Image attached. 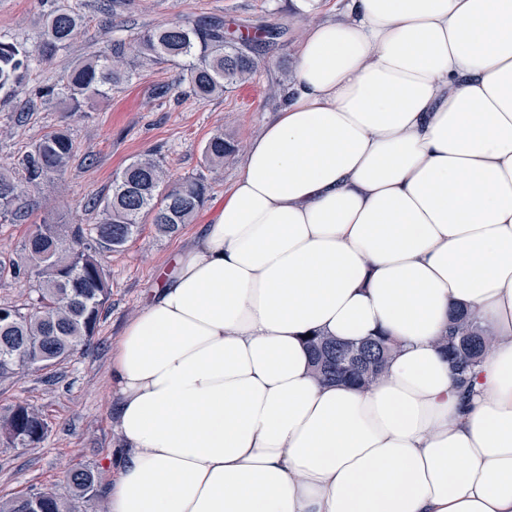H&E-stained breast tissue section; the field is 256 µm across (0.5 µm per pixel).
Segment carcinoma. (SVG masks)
<instances>
[{
  "label": "carcinoma",
  "mask_w": 512,
  "mask_h": 512,
  "mask_svg": "<svg viewBox=\"0 0 512 512\" xmlns=\"http://www.w3.org/2000/svg\"><path fill=\"white\" fill-rule=\"evenodd\" d=\"M83 4L54 7L42 15L40 41L31 49L17 40H0V95L12 98L29 84L32 62H49L81 29ZM184 63L179 82L187 83L200 100L224 96L234 86L248 83L259 61L244 40L224 31L218 19L188 20L140 31L112 42L111 53L78 61L59 79L38 87L46 108L67 101L92 110L112 88L128 82L134 71L165 62ZM75 153L68 130L45 133L20 162L19 171L0 169V216L25 220L30 204L26 189L61 177ZM238 145L215 133L202 151L207 166L233 161ZM205 176L174 180L153 152L140 155L116 177L108 194L87 201L90 224H57L46 216L25 240L17 257L0 261V274L9 272L35 280L36 297L14 314L0 317V381L30 368H47L74 355L90 343L102 308L110 296L109 275L99 254L123 248L150 223L165 235L193 222L210 198ZM316 378L323 383L367 387L383 377L394 345L385 336L345 342L315 335L307 341ZM437 345L466 393L476 369L495 348V338L477 317L464 308L450 314L448 335ZM49 425L34 408L16 404L0 420V437L14 447L43 441ZM92 470L74 468L65 473L68 495L56 488L9 499L0 512H75L76 502L94 490Z\"/></svg>",
  "instance_id": "1"
}]
</instances>
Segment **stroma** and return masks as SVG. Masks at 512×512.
Segmentation results:
<instances>
[{
  "label": "stroma",
  "mask_w": 512,
  "mask_h": 512,
  "mask_svg": "<svg viewBox=\"0 0 512 512\" xmlns=\"http://www.w3.org/2000/svg\"><path fill=\"white\" fill-rule=\"evenodd\" d=\"M69 2L0 0V38L36 45L47 6ZM98 4L99 0H89L87 28L52 62L35 67L25 93L0 99V168L17 167L35 142L55 128L68 129L76 145L61 178L29 190L31 209L24 223L0 220V258L17 256L34 224L44 216L60 224L82 218L85 201L107 194L114 174L147 151H156L173 178L210 174L213 190L194 223L170 236L157 234L153 225H142L124 248L103 256L111 295L90 346L51 372L30 370L0 383V417L25 402L49 425L47 438L35 446L14 447L0 440V501L58 486L63 471L83 467L95 473L97 482L92 496L81 503V512L106 508V488L112 480L107 461L121 445L112 428L110 348L124 325L149 301L159 270L170 267L173 255L217 215L225 191L239 172L236 163L207 172L202 149L219 130L225 138L249 145L262 123L284 102L282 94L271 98L266 90L273 84L282 93L289 89L307 30L305 16L323 20L334 6L333 0H321L307 14L292 0H116L111 16L106 17ZM201 16L223 20L231 33L255 36L262 67L252 83L211 101L198 100L178 88L180 68L167 62L137 72L92 112L63 103L47 110L34 96L38 86L53 82L77 59L107 51L113 40Z\"/></svg>",
  "instance_id": "35a3bbf8"
}]
</instances>
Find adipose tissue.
<instances>
[{"mask_svg": "<svg viewBox=\"0 0 512 512\" xmlns=\"http://www.w3.org/2000/svg\"><path fill=\"white\" fill-rule=\"evenodd\" d=\"M338 2L111 350L109 512H512V0ZM314 333L399 348L324 384ZM437 345L448 356L458 388L465 394L476 369L494 350L495 338L473 313L460 308L450 314L448 335L439 338Z\"/></svg>", "mask_w": 512, "mask_h": 512, "instance_id": "obj_1", "label": "adipose tissue"}]
</instances>
